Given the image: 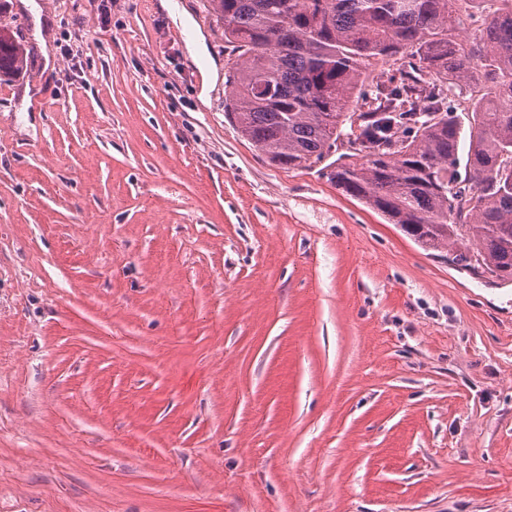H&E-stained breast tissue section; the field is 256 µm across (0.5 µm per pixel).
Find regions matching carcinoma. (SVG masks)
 Returning <instances> with one entry per match:
<instances>
[{"mask_svg":"<svg viewBox=\"0 0 512 512\" xmlns=\"http://www.w3.org/2000/svg\"><path fill=\"white\" fill-rule=\"evenodd\" d=\"M230 47L224 112L266 161L324 158L344 196L423 248L512 282V0L459 37L486 0H212ZM0 24V79L26 68ZM386 68L368 85L373 62ZM473 80L484 93L452 97ZM465 152L461 160L459 152Z\"/></svg>","mask_w":512,"mask_h":512,"instance_id":"carcinoma-1","label":"carcinoma"}]
</instances>
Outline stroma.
I'll use <instances>...</instances> for the list:
<instances>
[{"instance_id":"stroma-1","label":"stroma","mask_w":512,"mask_h":512,"mask_svg":"<svg viewBox=\"0 0 512 512\" xmlns=\"http://www.w3.org/2000/svg\"><path fill=\"white\" fill-rule=\"evenodd\" d=\"M35 2L0 0V512H512V283L200 101L212 0ZM26 46L7 24H0V81L26 68Z\"/></svg>"}]
</instances>
